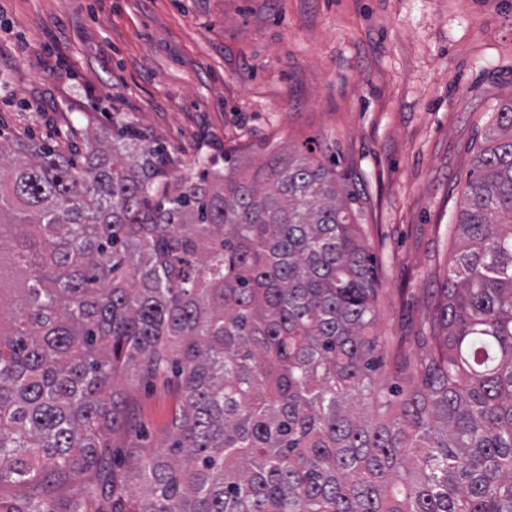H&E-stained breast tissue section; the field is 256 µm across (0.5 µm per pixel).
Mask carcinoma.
Segmentation results:
<instances>
[{
	"mask_svg": "<svg viewBox=\"0 0 512 512\" xmlns=\"http://www.w3.org/2000/svg\"><path fill=\"white\" fill-rule=\"evenodd\" d=\"M464 187L415 346L375 333L336 172L0 131V512H512V100ZM174 382L168 452L125 453L115 376ZM97 480V472L95 470L86 472L74 477L69 482L56 488L52 496L55 499L73 498L80 495L88 484Z\"/></svg>",
	"mask_w": 512,
	"mask_h": 512,
	"instance_id": "carcinoma-1",
	"label": "carcinoma"
}]
</instances>
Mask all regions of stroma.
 <instances>
[{"mask_svg": "<svg viewBox=\"0 0 512 512\" xmlns=\"http://www.w3.org/2000/svg\"><path fill=\"white\" fill-rule=\"evenodd\" d=\"M512 99V0H0V125L164 148L169 174L311 154L336 171L376 267L380 335L429 323L485 135ZM163 449L177 396L116 381Z\"/></svg>", "mask_w": 512, "mask_h": 512, "instance_id": "obj_1", "label": "stroma"}]
</instances>
